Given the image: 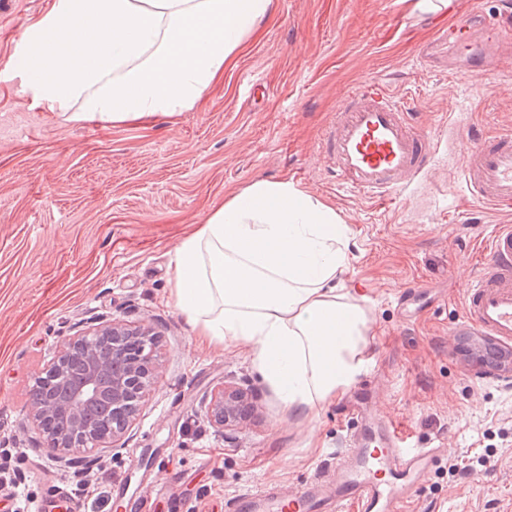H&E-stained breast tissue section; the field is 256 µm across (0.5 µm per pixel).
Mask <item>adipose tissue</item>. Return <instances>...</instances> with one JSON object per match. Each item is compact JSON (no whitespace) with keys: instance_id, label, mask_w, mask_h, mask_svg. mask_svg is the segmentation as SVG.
Wrapping results in <instances>:
<instances>
[{"instance_id":"obj_1","label":"adipose tissue","mask_w":512,"mask_h":512,"mask_svg":"<svg viewBox=\"0 0 512 512\" xmlns=\"http://www.w3.org/2000/svg\"><path fill=\"white\" fill-rule=\"evenodd\" d=\"M273 0H54L22 34L31 102L76 123L173 119L224 75ZM349 228L285 181L213 208L175 250L172 294L201 341L248 343L284 408L312 411L363 371L371 331L343 284Z\"/></svg>"}]
</instances>
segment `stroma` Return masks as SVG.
Listing matches in <instances>:
<instances>
[{
    "instance_id": "35a3bbf8",
    "label": "stroma",
    "mask_w": 512,
    "mask_h": 512,
    "mask_svg": "<svg viewBox=\"0 0 512 512\" xmlns=\"http://www.w3.org/2000/svg\"><path fill=\"white\" fill-rule=\"evenodd\" d=\"M52 3L0 0V494L26 482L16 512L54 486L84 512H115L122 486L143 512H224L246 489L298 491L347 448L363 389L413 447L443 451L401 512H512V361L489 358L497 341L462 315L473 246L512 215L469 200L453 176L461 133H512V53L482 78L429 70L420 54L437 28L474 7L497 17L507 0L425 15L404 0H276L177 122L117 126L43 111L10 78L19 38ZM373 81L406 99L432 152L427 175L385 204L337 187L322 148L348 92ZM258 180L293 183L349 226L344 279L371 318L369 368L306 415L259 378L249 344L199 349L171 298L189 225ZM95 319L150 323L163 370L127 447L78 479L36 449L26 407L62 339ZM223 384L250 390L258 410L220 433L203 399Z\"/></svg>"
}]
</instances>
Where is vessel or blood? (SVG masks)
Instances as JSON below:
<instances>
[{
  "mask_svg": "<svg viewBox=\"0 0 512 512\" xmlns=\"http://www.w3.org/2000/svg\"><path fill=\"white\" fill-rule=\"evenodd\" d=\"M512 45V27L491 19L461 18L436 31L434 57L443 70L485 75L500 51ZM462 159L456 175L472 199L512 209V135L490 137L477 129L457 142ZM337 185L355 188L381 202L422 179L431 151L404 101L372 82L351 91L326 139ZM488 256L466 288L464 317L480 335L512 344V228L495 230ZM438 458L434 449L414 448L395 431L370 423L338 455L335 465L294 494L275 487L245 490L226 512H399Z\"/></svg>",
  "mask_w": 512,
  "mask_h": 512,
  "instance_id": "obj_1",
  "label": "vessel or blood"
}]
</instances>
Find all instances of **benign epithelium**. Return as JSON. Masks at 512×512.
<instances>
[{
	"label": "benign epithelium",
	"instance_id": "obj_1",
	"mask_svg": "<svg viewBox=\"0 0 512 512\" xmlns=\"http://www.w3.org/2000/svg\"><path fill=\"white\" fill-rule=\"evenodd\" d=\"M154 329L147 324L109 320L65 338L48 366L53 381L65 389L60 399L43 396L34 385L27 419L39 429L44 448L67 467L80 463L74 476H84L92 461L77 457L88 448L107 454L125 447L140 405L161 370ZM255 412L245 392L233 386L212 391L207 414L218 426H242ZM62 415L70 425L66 433L48 427Z\"/></svg>",
	"mask_w": 512,
	"mask_h": 512
}]
</instances>
